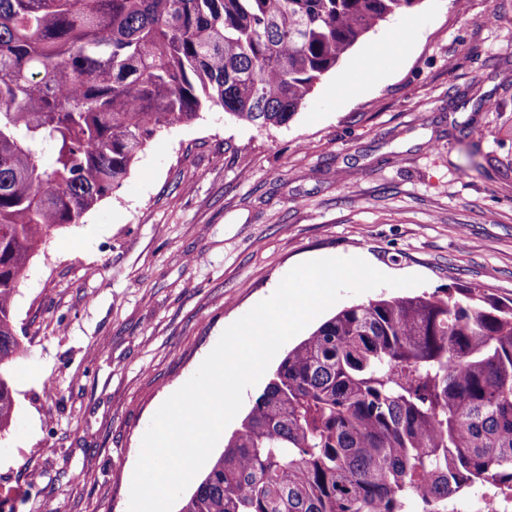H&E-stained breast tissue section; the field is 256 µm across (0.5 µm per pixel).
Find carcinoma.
I'll return each instance as SVG.
<instances>
[{"mask_svg":"<svg viewBox=\"0 0 512 512\" xmlns=\"http://www.w3.org/2000/svg\"><path fill=\"white\" fill-rule=\"evenodd\" d=\"M419 0H0V437L39 244L206 106L283 126ZM512 502V300L479 288L339 310L289 350L179 512H458Z\"/></svg>","mask_w":512,"mask_h":512,"instance_id":"obj_1","label":"carcinoma"}]
</instances>
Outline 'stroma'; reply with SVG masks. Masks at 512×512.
<instances>
[{
    "label": "stroma",
    "instance_id": "stroma-1",
    "mask_svg": "<svg viewBox=\"0 0 512 512\" xmlns=\"http://www.w3.org/2000/svg\"><path fill=\"white\" fill-rule=\"evenodd\" d=\"M512 0H420L282 127L221 108L158 133L123 186L53 232L13 305L26 356L0 512H128L144 433L223 331L300 263L370 257L415 294L512 298V173L475 169L512 111ZM37 481H30V473Z\"/></svg>",
    "mask_w": 512,
    "mask_h": 512
}]
</instances>
